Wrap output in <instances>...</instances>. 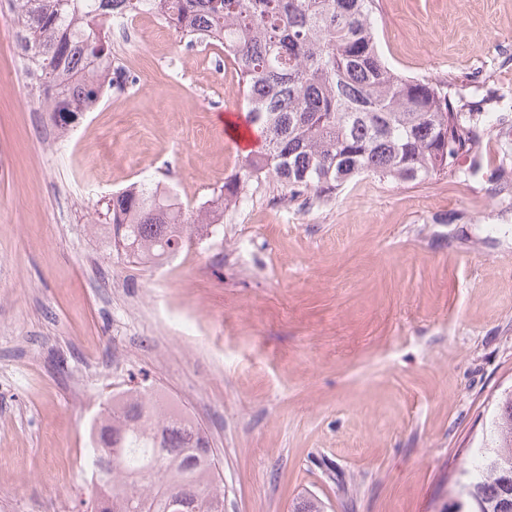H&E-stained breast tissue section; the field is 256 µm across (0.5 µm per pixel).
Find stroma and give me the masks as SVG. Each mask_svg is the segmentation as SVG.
Returning a JSON list of instances; mask_svg holds the SVG:
<instances>
[{
	"label": "stroma",
	"instance_id": "stroma-1",
	"mask_svg": "<svg viewBox=\"0 0 512 512\" xmlns=\"http://www.w3.org/2000/svg\"><path fill=\"white\" fill-rule=\"evenodd\" d=\"M387 62L454 78L495 126L479 166L362 177L331 201L269 180L160 264L92 223L132 184L213 199L248 144L243 88L173 31L66 134L22 92L0 13V512H82L89 431L139 382L206 429L224 512H438L512 390V0H379Z\"/></svg>",
	"mask_w": 512,
	"mask_h": 512
}]
</instances>
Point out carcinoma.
I'll list each match as a JSON object with an SVG mask.
<instances>
[{"label":"carcinoma","mask_w":512,"mask_h":512,"mask_svg":"<svg viewBox=\"0 0 512 512\" xmlns=\"http://www.w3.org/2000/svg\"><path fill=\"white\" fill-rule=\"evenodd\" d=\"M26 30L23 56L39 69L42 111L67 131L106 89L128 76L105 29L151 8L187 45L218 47L243 84L247 128L259 147L241 160L210 207L183 210L147 184L107 203L103 227L118 256L154 263L206 232L252 183L272 178L291 196L329 200L366 174L399 183L453 170L476 154L490 120L464 112L448 82L406 77L383 60L375 0H13ZM153 391L112 394L91 427L89 469L97 512H213L220 473L204 427L157 410ZM491 445L466 471L458 502L442 512H512V408L498 409Z\"/></svg>","instance_id":"obj_1"}]
</instances>
